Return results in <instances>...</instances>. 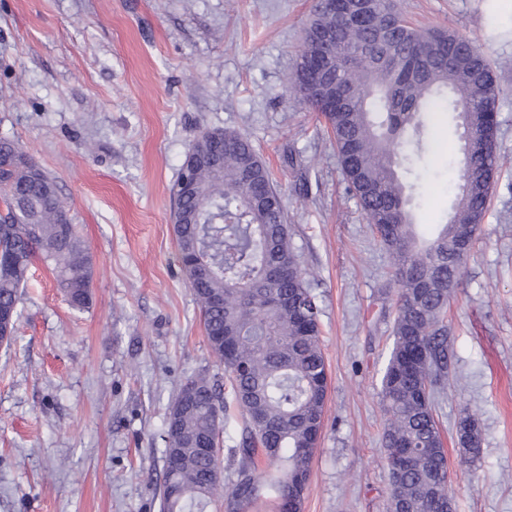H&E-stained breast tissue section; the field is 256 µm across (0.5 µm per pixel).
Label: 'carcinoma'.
<instances>
[{"instance_id": "1", "label": "carcinoma", "mask_w": 512, "mask_h": 512, "mask_svg": "<svg viewBox=\"0 0 512 512\" xmlns=\"http://www.w3.org/2000/svg\"><path fill=\"white\" fill-rule=\"evenodd\" d=\"M335 31L330 83L343 96L331 110L313 90L307 69L317 52L314 35ZM292 91L324 118L351 196L372 233L392 257L398 287L394 340L381 380L384 460L390 478L389 512H448L452 500L448 459L435 418L436 388L448 381L450 355L446 313L451 287L472 253L457 243V229L486 214L494 178L505 163L497 142L466 157L464 143L448 144L459 165L445 223L429 238L409 208L411 159L425 153L428 114L450 120L468 109L478 135L498 134V88L491 63L470 38L411 25L395 0H373L370 18L339 26L336 16L315 9L295 62ZM224 141V157L209 160L212 142ZM187 155L197 160L189 195L172 188L179 218L173 225L180 261L226 383L206 374L181 385L165 419V480L161 512H205L224 501V512H250L265 490L279 510L288 491L302 512L313 449L321 435L328 374L321 349L319 307L308 272L292 242L280 191L251 142L229 129L205 130ZM52 267L69 305L92 299V258L69 210L49 177L18 146L0 137V309L19 319L21 288L34 257ZM281 267L288 278L271 281ZM239 409L241 437L234 480L224 485L221 458L199 448L221 446L230 418L224 389ZM456 436L469 462L482 441L476 415L463 410ZM280 463L278 475L256 474L261 458Z\"/></svg>"}]
</instances>
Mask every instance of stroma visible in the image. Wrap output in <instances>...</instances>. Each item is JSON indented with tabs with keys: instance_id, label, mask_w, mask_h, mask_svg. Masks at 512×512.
Masks as SVG:
<instances>
[{
	"instance_id": "stroma-1",
	"label": "stroma",
	"mask_w": 512,
	"mask_h": 512,
	"mask_svg": "<svg viewBox=\"0 0 512 512\" xmlns=\"http://www.w3.org/2000/svg\"><path fill=\"white\" fill-rule=\"evenodd\" d=\"M315 0H0V136L57 183L93 258L77 310L35 262L17 337L0 346V512H160L165 418L197 372L223 377L181 268L171 188L194 137L249 138L282 192L311 274L328 370L303 512H387L381 377L397 286L346 192L332 135L290 90ZM468 37L498 87L495 177L447 310L438 396L455 512H512V0H401ZM413 161L417 223L448 215L450 123ZM480 418L479 461L455 424Z\"/></svg>"
}]
</instances>
